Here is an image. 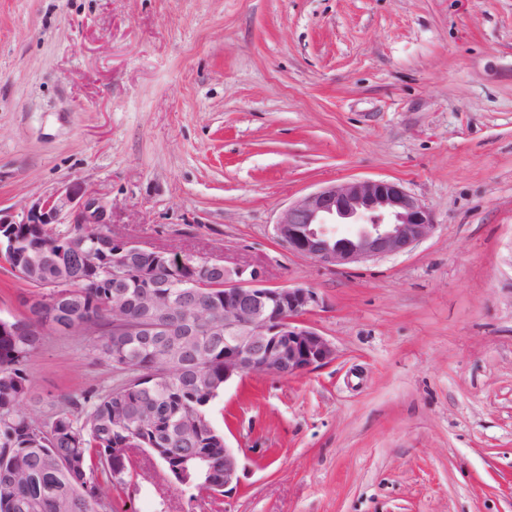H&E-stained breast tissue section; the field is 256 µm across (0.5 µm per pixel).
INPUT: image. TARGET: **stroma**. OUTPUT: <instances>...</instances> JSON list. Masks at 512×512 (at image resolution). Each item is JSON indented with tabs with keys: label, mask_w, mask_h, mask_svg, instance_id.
Here are the masks:
<instances>
[{
	"label": "stroma",
	"mask_w": 512,
	"mask_h": 512,
	"mask_svg": "<svg viewBox=\"0 0 512 512\" xmlns=\"http://www.w3.org/2000/svg\"><path fill=\"white\" fill-rule=\"evenodd\" d=\"M69 179L113 237L316 289L337 350L214 400L236 491L139 452L107 512H512V0H0V208ZM352 179L433 234L336 270L288 251L280 212ZM89 337L46 332L32 417L111 388Z\"/></svg>",
	"instance_id": "obj_1"
}]
</instances>
